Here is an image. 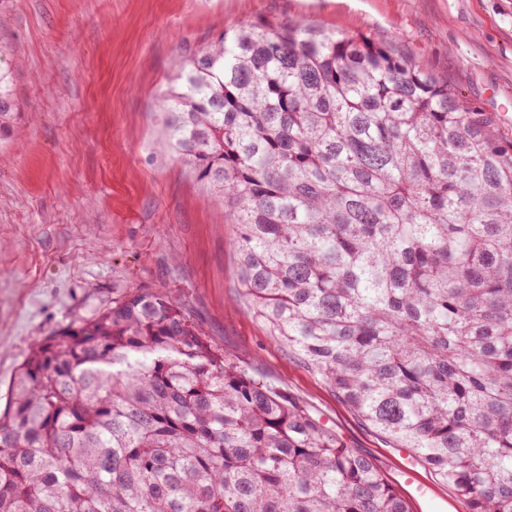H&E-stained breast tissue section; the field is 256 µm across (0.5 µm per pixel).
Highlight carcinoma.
<instances>
[{"instance_id":"carcinoma-1","label":"carcinoma","mask_w":512,"mask_h":512,"mask_svg":"<svg viewBox=\"0 0 512 512\" xmlns=\"http://www.w3.org/2000/svg\"><path fill=\"white\" fill-rule=\"evenodd\" d=\"M0 47V136L18 102ZM170 145L233 216L249 309L364 422L512 512V139L367 34L240 23L177 63ZM0 512H407L363 455L161 295L35 346Z\"/></svg>"}]
</instances>
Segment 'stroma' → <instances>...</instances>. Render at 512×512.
Segmentation results:
<instances>
[{
    "label": "stroma",
    "instance_id": "stroma-1",
    "mask_svg": "<svg viewBox=\"0 0 512 512\" xmlns=\"http://www.w3.org/2000/svg\"><path fill=\"white\" fill-rule=\"evenodd\" d=\"M281 20L394 43L512 135V0H0L20 106L0 145V411L33 345L159 294L397 481L398 449L250 312L229 210L167 145L174 60Z\"/></svg>",
    "mask_w": 512,
    "mask_h": 512
}]
</instances>
